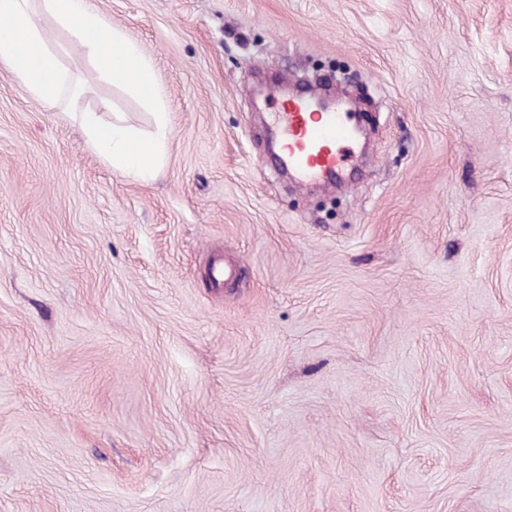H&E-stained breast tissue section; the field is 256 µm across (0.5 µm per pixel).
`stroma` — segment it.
Instances as JSON below:
<instances>
[{
  "label": "stroma",
  "instance_id": "35a3bbf8",
  "mask_svg": "<svg viewBox=\"0 0 512 512\" xmlns=\"http://www.w3.org/2000/svg\"><path fill=\"white\" fill-rule=\"evenodd\" d=\"M89 3L170 139L122 176L0 65V512H512V0ZM340 67L367 152L307 189L256 79Z\"/></svg>",
  "mask_w": 512,
  "mask_h": 512
}]
</instances>
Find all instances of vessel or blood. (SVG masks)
Listing matches in <instances>:
<instances>
[{"label":"vessel or blood","instance_id":"b4317fda","mask_svg":"<svg viewBox=\"0 0 512 512\" xmlns=\"http://www.w3.org/2000/svg\"><path fill=\"white\" fill-rule=\"evenodd\" d=\"M283 161L303 183L331 178L344 166L353 133L344 113L317 111L312 99L292 97L277 107Z\"/></svg>","mask_w":512,"mask_h":512}]
</instances>
